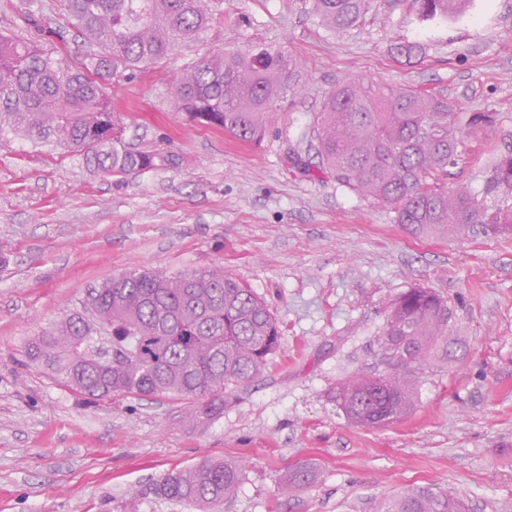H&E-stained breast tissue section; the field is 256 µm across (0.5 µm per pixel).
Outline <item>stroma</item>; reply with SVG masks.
Returning a JSON list of instances; mask_svg holds the SVG:
<instances>
[{"mask_svg":"<svg viewBox=\"0 0 512 512\" xmlns=\"http://www.w3.org/2000/svg\"><path fill=\"white\" fill-rule=\"evenodd\" d=\"M416 9L373 0L336 35L311 0H224L197 43L106 84L127 142L177 153V169L119 177L82 153L0 137V512H195L153 487L210 457L245 463L224 512H375L412 486L458 496L469 512H512V233L413 234L314 174L308 149L324 95L359 78L447 96L464 118L495 113L465 130L448 185L481 190L487 163L512 152V0H477L467 21L423 38ZM35 27L68 61L89 51L64 0H0L1 33ZM417 39L419 55L395 53ZM257 40L290 53L302 83L279 99L261 143L172 111L168 87L186 64ZM213 264L266 301L282 337L207 428L180 426L177 400L87 401L28 361L29 339L113 276ZM417 286L448 304L444 347L419 370L406 419L353 426L330 393L379 368L389 303ZM301 464L310 484L283 493Z\"/></svg>","mask_w":512,"mask_h":512,"instance_id":"stroma-1","label":"stroma"}]
</instances>
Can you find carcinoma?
I'll return each mask as SVG.
<instances>
[{"label": "carcinoma", "instance_id": "obj_1", "mask_svg": "<svg viewBox=\"0 0 512 512\" xmlns=\"http://www.w3.org/2000/svg\"><path fill=\"white\" fill-rule=\"evenodd\" d=\"M475 0H417L420 29L463 20ZM370 0H312V15L341 34L359 23ZM69 24L92 51L71 66L40 43V30L0 34V136L17 135L81 152L98 169L128 176L175 168L173 151H139L125 141V114L112 104L107 79L127 78L194 41L224 0H66ZM295 59L256 41L218 50L179 72L171 103L189 120L257 143L271 131L273 108L297 84ZM461 133L448 98L378 82L348 80L314 113L309 148L336 182L395 213L415 234L446 237L479 226L512 232V154L492 160L481 192L440 184L457 164ZM448 305L414 287L390 304L382 344L391 365L339 382L333 401L347 419L370 417L386 401L393 421L413 408V383L426 355L448 332ZM281 334L265 302L222 267L168 275L143 270L91 289L80 309L28 343L55 380L93 400L154 396L182 400L179 423L191 429L224 414V390L259 372L280 349ZM305 465L283 491L312 480ZM242 480L238 461L204 459L171 472L156 493L213 512ZM378 512H465L460 499L411 487Z\"/></svg>", "mask_w": 512, "mask_h": 512}]
</instances>
